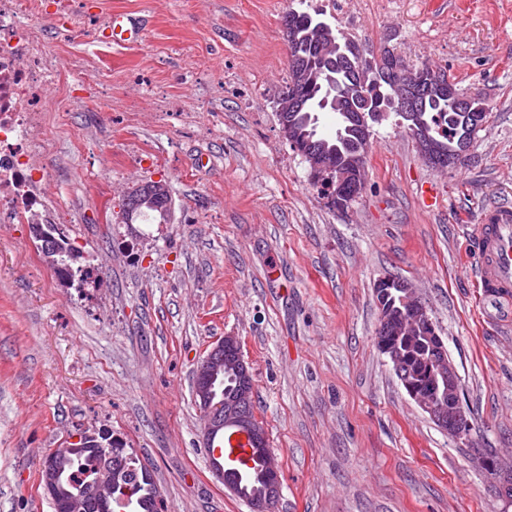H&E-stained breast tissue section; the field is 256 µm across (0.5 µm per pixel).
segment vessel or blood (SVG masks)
<instances>
[{"instance_id": "vessel-or-blood-1", "label": "vessel or blood", "mask_w": 512, "mask_h": 512, "mask_svg": "<svg viewBox=\"0 0 512 512\" xmlns=\"http://www.w3.org/2000/svg\"><path fill=\"white\" fill-rule=\"evenodd\" d=\"M143 27L124 13H113L100 35L108 43L125 45L137 42ZM475 278L482 290L484 306L503 319L512 318V208L503 206L490 210L476 232ZM218 456L227 470L235 472L240 481H250L258 468L250 448L236 433H225Z\"/></svg>"}]
</instances>
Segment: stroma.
<instances>
[{
    "mask_svg": "<svg viewBox=\"0 0 512 512\" xmlns=\"http://www.w3.org/2000/svg\"><path fill=\"white\" fill-rule=\"evenodd\" d=\"M41 0L53 59L35 135L38 187L88 278L62 282L29 225L0 223V512H54L42 459L106 430L151 472L167 512H250L219 481L191 389L237 336L277 458L276 512H512L472 458L512 464V323L473 276L482 213L512 207V0H350L326 21L364 56L446 69L491 106L459 164H427L395 118L374 125L361 196L332 207L285 140L282 17L301 0ZM115 12L128 46L98 41ZM165 181L167 223H121L132 188ZM437 194L426 205L421 190ZM408 280L461 379L457 447L374 344V284ZM143 27L124 13H112L107 25L101 30L99 37L113 45H125L137 42L143 34Z\"/></svg>",
    "mask_w": 512,
    "mask_h": 512,
    "instance_id": "obj_1",
    "label": "stroma"
}]
</instances>
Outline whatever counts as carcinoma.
<instances>
[{
    "instance_id": "1",
    "label": "carcinoma",
    "mask_w": 512,
    "mask_h": 512,
    "mask_svg": "<svg viewBox=\"0 0 512 512\" xmlns=\"http://www.w3.org/2000/svg\"><path fill=\"white\" fill-rule=\"evenodd\" d=\"M323 12L290 10L284 16V35L296 34L299 45V70L301 83L298 98L288 100L284 110L288 123L296 138V144L322 155L330 176L319 178L312 185H321V194L330 197L336 192V174L347 171L364 147L360 143L359 130L346 124L336 129L335 135L325 136L320 130V113L354 112L352 95L355 91L346 87L336 91L324 85V74L336 73V41L342 34L331 26L319 30ZM391 57L399 72L386 69L368 74L367 87L362 92L377 101L401 91L400 76L418 69H408L400 57L385 51L383 57ZM424 107L415 113L420 134L433 146L438 157L457 159L471 147L477 134L476 127L481 114L490 111L489 105L480 97L466 102L460 95L443 93L435 82L422 88ZM150 198L135 207L131 201L124 202L123 211L131 216H152L166 222L169 215L170 191L165 183H147ZM386 328L376 331L382 342L399 345L407 351L406 379L415 388L428 390L442 410H448V377L441 374L437 366L427 357L425 348L418 345L423 335L422 327L409 321L408 306L402 300V291L394 289ZM234 352L224 351V421L239 422L253 415V407L241 405L233 393L237 391V379L227 362ZM44 462L59 476V491L62 500H72L78 505L77 512H116L115 504L125 501L130 504L128 512H165L164 500L158 498L159 490L150 471L142 466L119 442L107 443L89 438L83 446L62 451L55 449L46 455ZM112 475L113 494L100 498L94 488L101 474Z\"/></svg>"
}]
</instances>
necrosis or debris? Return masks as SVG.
<instances>
[{
    "instance_id": "1",
    "label": "necrosis or debris",
    "mask_w": 512,
    "mask_h": 512,
    "mask_svg": "<svg viewBox=\"0 0 512 512\" xmlns=\"http://www.w3.org/2000/svg\"><path fill=\"white\" fill-rule=\"evenodd\" d=\"M27 0H0V222L32 224L45 203L36 192L47 171L32 160L40 145L33 132L41 121L36 100L52 68L48 48L16 18Z\"/></svg>"
}]
</instances>
